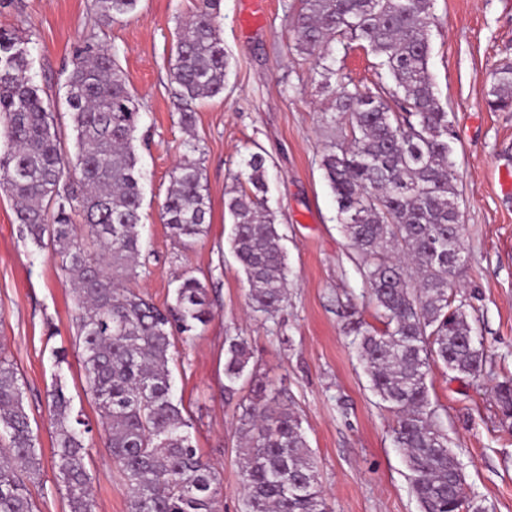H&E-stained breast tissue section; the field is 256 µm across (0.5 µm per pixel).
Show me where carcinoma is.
Returning a JSON list of instances; mask_svg holds the SVG:
<instances>
[{
    "label": "carcinoma",
    "mask_w": 512,
    "mask_h": 512,
    "mask_svg": "<svg viewBox=\"0 0 512 512\" xmlns=\"http://www.w3.org/2000/svg\"><path fill=\"white\" fill-rule=\"evenodd\" d=\"M137 0H94L110 25ZM293 49L317 56L319 84L338 75L327 48L359 42L379 59L392 86L342 83L337 116L350 138L321 157L336 196L338 223L363 259L362 275L383 328L350 327L370 387L396 417L393 441L411 473L422 512H459L466 503L461 462L448 448L430 407L427 379L441 362L460 374L483 371L467 315L449 301L448 270L464 249L457 174L448 142V112L428 70L433 0H300ZM220 0H199L180 28L170 60L180 124L195 123L197 102L224 94L229 66L219 36ZM29 41L0 30V189L38 248L52 247L74 292L76 345L87 390L100 415L99 439L130 493V512H219V474L203 461L192 423L173 392L172 350L211 317L208 289L178 279L172 302L159 307L127 286L141 252V172L136 153L140 105L122 68L106 50L80 47L66 87L76 131L67 160L54 113L26 76ZM488 105L512 110V66L493 72ZM171 173L161 220L186 247L205 235L210 201L193 138ZM266 160L250 154L232 175L225 208L231 246L252 312L270 315L287 299L288 266L266 198ZM83 224L76 225L73 217ZM224 391L244 380L253 396L239 403L238 465L243 512H330L312 451L293 404L269 396L250 368L246 341L225 338ZM502 421L512 420V379L494 389ZM58 479L70 512H94L85 467L92 427L73 413L62 376L47 394ZM42 476V451L14 365L0 357V512H35L29 485Z\"/></svg>",
    "instance_id": "carcinoma-1"
}]
</instances>
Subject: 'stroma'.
Returning <instances> with one entry per match:
<instances>
[{"mask_svg": "<svg viewBox=\"0 0 512 512\" xmlns=\"http://www.w3.org/2000/svg\"><path fill=\"white\" fill-rule=\"evenodd\" d=\"M198 0H138L133 13L98 25L94 0H0V29L30 39L29 75L58 114L65 157L75 132L64 83L75 51L90 42L115 54L140 104L137 154L143 174V247L131 288L157 305L171 301L179 275L201 280L212 317L196 336L177 342L171 364L178 397L192 423V443L223 478L220 512H242L237 464L241 384L224 392V340H247L251 363L269 390H286L303 420L331 512H421L395 418L372 393L348 333L351 322L375 323L360 274L362 258L337 221V204L320 165L323 148L347 137L331 122L333 88L312 78L315 57L292 51L290 24L300 0H221L220 36L229 60L224 93L197 103L193 131L211 203L207 234L192 247L160 219L170 176L183 159L169 59L179 24ZM431 72L451 121L450 141L464 224L458 298L486 354L479 377L433 367L430 400L463 466L464 490L485 512H512V431L494 400L512 378V112L487 104L495 68L512 66V0H435L429 27ZM343 77L369 86L379 59L352 44L331 43ZM267 160L268 204L288 257V299L273 318L247 305L245 277L230 250L224 208L232 173L251 153ZM72 294L51 257L36 249L0 191V356L17 369L31 425L42 448L43 474L31 485L38 512H69L52 454L47 393L64 375L75 410L97 424L80 352L74 345ZM66 353L56 363L54 353ZM95 512H130L125 482L102 444L85 458Z\"/></svg>", "mask_w": 512, "mask_h": 512, "instance_id": "35a3bbf8", "label": "stroma"}]
</instances>
